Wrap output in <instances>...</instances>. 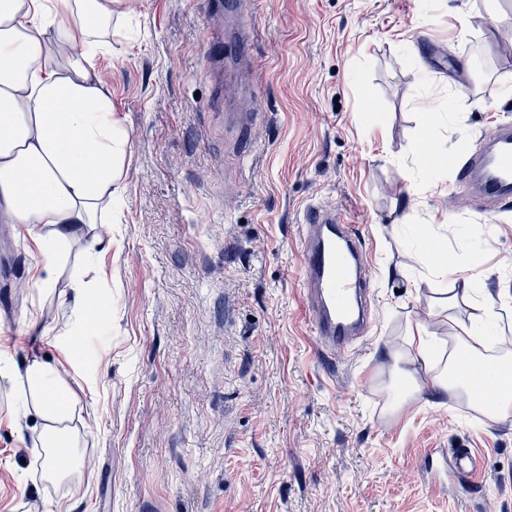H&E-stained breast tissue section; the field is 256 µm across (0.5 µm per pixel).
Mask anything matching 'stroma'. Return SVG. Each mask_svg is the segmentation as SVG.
I'll return each instance as SVG.
<instances>
[{
    "mask_svg": "<svg viewBox=\"0 0 512 512\" xmlns=\"http://www.w3.org/2000/svg\"><path fill=\"white\" fill-rule=\"evenodd\" d=\"M506 30L512 0H131L95 61L131 136L124 205L71 252L96 326L70 269L33 297L35 244L0 221V362L65 370L85 441L77 487L43 482L0 390V512H512V415L427 388L395 412L386 356L415 324L469 323L443 303L465 276L512 337V210L479 211L456 180L512 121ZM319 204L372 267L374 322L333 360L301 293ZM431 448L478 453V505L419 478Z\"/></svg>",
    "mask_w": 512,
    "mask_h": 512,
    "instance_id": "obj_1",
    "label": "stroma"
}]
</instances>
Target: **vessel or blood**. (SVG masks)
<instances>
[{"instance_id": "1", "label": "vessel or blood", "mask_w": 512, "mask_h": 512, "mask_svg": "<svg viewBox=\"0 0 512 512\" xmlns=\"http://www.w3.org/2000/svg\"><path fill=\"white\" fill-rule=\"evenodd\" d=\"M458 178L486 206L512 205V123L497 125L481 142ZM303 295L318 346L329 353L346 351L366 326L371 270L362 234L336 209L312 206L300 236ZM473 451L435 448L424 467L427 479L467 478L478 468Z\"/></svg>"}]
</instances>
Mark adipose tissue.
Listing matches in <instances>:
<instances>
[{
  "mask_svg": "<svg viewBox=\"0 0 512 512\" xmlns=\"http://www.w3.org/2000/svg\"><path fill=\"white\" fill-rule=\"evenodd\" d=\"M126 0H0V219L24 229L36 253L29 288L38 297L55 291L71 247L101 243V225L123 202L121 181L131 137L116 112L94 51L112 50V24ZM448 358L438 361L423 325L390 352L391 374L414 394L471 397L496 419L512 414V378L494 402L474 394L491 364H512L511 350L488 346L466 324L449 326ZM24 416L38 434L42 478L76 485L83 437L73 427L76 398L62 373L33 360L0 366V383L14 388ZM16 388V387H15Z\"/></svg>",
  "mask_w": 512,
  "mask_h": 512,
  "instance_id": "1",
  "label": "adipose tissue"
}]
</instances>
